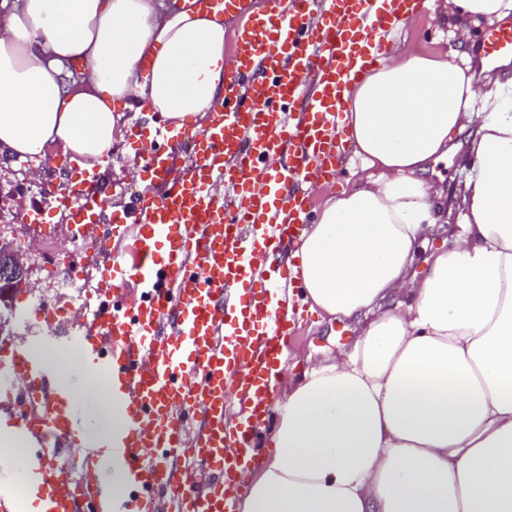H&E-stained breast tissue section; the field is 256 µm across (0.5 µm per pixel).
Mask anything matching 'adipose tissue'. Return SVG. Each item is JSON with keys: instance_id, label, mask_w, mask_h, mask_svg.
<instances>
[{"instance_id": "ef3b65f1", "label": "adipose tissue", "mask_w": 512, "mask_h": 512, "mask_svg": "<svg viewBox=\"0 0 512 512\" xmlns=\"http://www.w3.org/2000/svg\"><path fill=\"white\" fill-rule=\"evenodd\" d=\"M511 16L512 0H453L434 22L456 50L388 57L347 94L367 174L303 230L292 270L299 304L361 330L276 398L237 512H512V76L480 80L469 51ZM225 31L189 0H0V151L91 168L120 110L199 122L224 97ZM466 131L449 195L430 172ZM456 209L462 234L417 276ZM459 210H456L452 216L451 223H452V233L455 236L456 233L460 231V222H461V216L459 215ZM452 233L446 234L444 236H437L434 238H431L427 243H425L423 246H421L418 249L417 253V259L414 265V269L418 272L419 276H424L427 272L426 269V263L425 259L429 257L430 254L433 252L440 250V249H446L450 245L452 241Z\"/></svg>"}]
</instances>
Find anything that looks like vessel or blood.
Returning <instances> with one entry per match:
<instances>
[{
    "instance_id": "1",
    "label": "vessel or blood",
    "mask_w": 512,
    "mask_h": 512,
    "mask_svg": "<svg viewBox=\"0 0 512 512\" xmlns=\"http://www.w3.org/2000/svg\"><path fill=\"white\" fill-rule=\"evenodd\" d=\"M231 20L250 15L236 46L239 67L199 131L163 127L156 136L185 149L183 163L162 149L145 160L150 188L136 192L138 226L127 251L111 253L95 305L52 331L44 351L0 340V512H231L226 485L269 414L273 364L297 313L293 275L281 261L309 221L306 185L336 175L344 143V96L376 67L383 37L421 0H199ZM85 172L66 204L78 234L97 240L109 205ZM265 261L264 277L252 270ZM256 288L250 301L237 291ZM135 283L139 298L126 304ZM256 403L243 430L228 434L224 368ZM112 413L121 382L125 421L104 426L107 455L84 449V378ZM129 479L112 490V472Z\"/></svg>"
}]
</instances>
